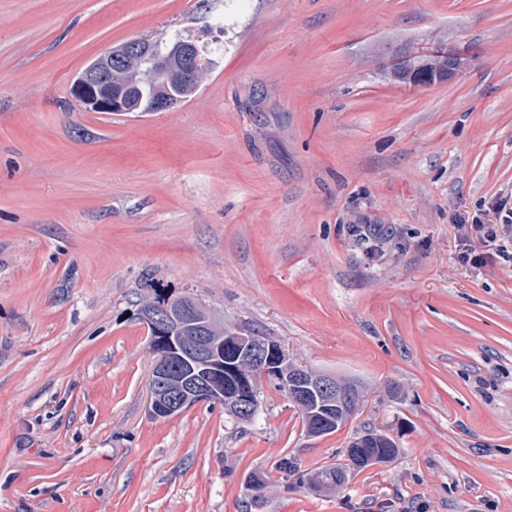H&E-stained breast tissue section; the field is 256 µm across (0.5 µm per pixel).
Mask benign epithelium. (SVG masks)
Segmentation results:
<instances>
[{
	"label": "benign epithelium",
	"mask_w": 512,
	"mask_h": 512,
	"mask_svg": "<svg viewBox=\"0 0 512 512\" xmlns=\"http://www.w3.org/2000/svg\"><path fill=\"white\" fill-rule=\"evenodd\" d=\"M170 50L159 42L133 38L107 49L73 80L76 100L92 112H161L180 102L176 96L136 98L112 85V65L125 56L141 60L150 76L168 75L180 84L199 87L209 73V64L199 47L181 39ZM436 67L448 61V49L431 46L404 59L410 78L419 62ZM168 302L164 313L143 311L141 316L157 354L152 371L148 413L154 419H168L200 403L227 405L242 414L254 410L252 385L261 375L284 379L291 398L304 407L330 405L336 400L333 379L307 368L286 369L288 356L274 340L257 341L236 327L224 335L205 307L191 300Z\"/></svg>",
	"instance_id": "1"
}]
</instances>
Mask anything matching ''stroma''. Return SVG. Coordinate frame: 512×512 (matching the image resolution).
<instances>
[{"instance_id": "1", "label": "stroma", "mask_w": 512, "mask_h": 512, "mask_svg": "<svg viewBox=\"0 0 512 512\" xmlns=\"http://www.w3.org/2000/svg\"><path fill=\"white\" fill-rule=\"evenodd\" d=\"M177 34L212 61L193 97L74 100L107 48ZM437 43L456 74L387 79ZM510 185L512 0H0V512H512V263H463L457 225ZM156 287L353 414L311 436L262 377L254 421L150 418ZM369 430L400 455L335 490L278 468Z\"/></svg>"}]
</instances>
